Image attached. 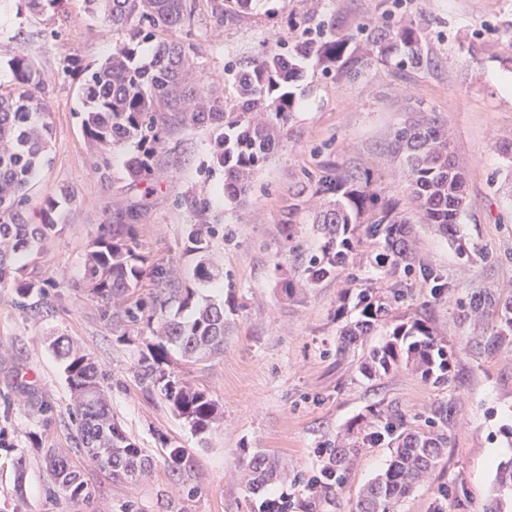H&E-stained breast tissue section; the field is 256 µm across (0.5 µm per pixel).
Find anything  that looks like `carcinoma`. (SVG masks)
<instances>
[{
	"instance_id": "1",
	"label": "carcinoma",
	"mask_w": 512,
	"mask_h": 512,
	"mask_svg": "<svg viewBox=\"0 0 512 512\" xmlns=\"http://www.w3.org/2000/svg\"><path fill=\"white\" fill-rule=\"evenodd\" d=\"M262 0H207L208 14L222 24L253 14ZM86 14L119 30L123 38L112 54L94 67L82 69L79 88L83 112L81 125L87 143L101 160L99 170L109 171L108 152L120 145L133 150L125 161L127 177L146 183L158 170L167 136L178 128H202L210 133L211 161L224 172V196L236 200L249 190L252 176L266 165L284 137V125L297 102L287 90L301 75V63L315 59L326 74L357 77L374 59L400 67L423 69L430 65L420 28L414 25L376 26L367 37L365 52L348 50L354 37L340 24L322 21L311 28L306 15L288 26L301 29L288 48L271 47L257 57L231 67L229 94L216 96L204 86L187 88L186 68L193 62L179 43L164 33L191 25L194 0H84ZM155 42L148 61L141 60V46ZM10 88H0V288L12 287L22 299L44 293L45 285L28 277L19 260L39 252L44 241L61 231L59 220L65 206L75 200L65 189L48 197L40 208V223L24 215L29 189L46 157L51 127L46 110L33 92L37 70L24 53L8 62ZM393 153L408 175V197L421 223L433 224L452 242L460 238L461 221L468 207L465 172L458 167L448 144V132L435 113H422L398 128ZM323 200L314 213L320 242L304 245L300 235L304 197ZM144 203L136 202L118 213L117 223L101 224L85 255L83 282L101 302L103 316L121 328V336L147 338L146 352L135 366L138 381L156 390L177 417L203 436L218 419V405L206 392L191 385L174 367L170 349L186 362L208 360L224 352V331L232 309L209 302L199 306L195 290L179 281L170 269L148 271L134 232ZM411 216L400 200L377 187L368 169L338 163L327 166L315 178L300 183L288 209L282 213L281 233L289 252L299 261L305 287L348 274L336 309L344 325L336 339V354L348 352L353 341L369 336L376 328L385 339L368 349L360 372L380 379L402 367L426 381L443 387L452 379L454 346L437 336L426 312L415 310L399 317L396 312L409 298L408 280L422 278L437 299L451 293V282L419 258L408 236ZM215 236L212 224H197L189 233L191 251L199 255L193 280L205 282L224 277L209 258ZM386 279L383 286L354 274L364 259ZM156 289L138 293L146 275ZM190 310L186 319L172 316L173 307ZM462 317L489 318L492 331L474 336L471 348L492 352L512 346V295L504 299L485 288L472 293L460 305ZM353 319L345 318L349 310ZM70 386L81 452L87 460L114 479L138 482L152 470L153 458L126 435L109 407L104 378L98 365L67 337L51 343ZM454 427V406L439 404L423 423L414 424L397 405L371 408L350 421L347 438L327 445L326 467L336 481L322 489L329 495L344 483L351 454L367 443L387 442L390 460L359 492L355 512H397L398 505L426 480L447 454ZM187 450L171 448L167 468L180 476L188 466ZM238 467L249 473L246 490L256 494L276 475L277 462L261 467L245 456ZM50 491L72 501H87L95 488L83 479L69 453H49ZM497 486L512 491V458L497 468Z\"/></svg>"
}]
</instances>
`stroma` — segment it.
I'll list each match as a JSON object with an SVG mask.
<instances>
[{
  "label": "stroma",
  "instance_id": "35a3bbf8",
  "mask_svg": "<svg viewBox=\"0 0 512 512\" xmlns=\"http://www.w3.org/2000/svg\"><path fill=\"white\" fill-rule=\"evenodd\" d=\"M288 13L316 14L353 31L379 24L414 22L424 28L432 61L421 70L372 62L355 79L326 75L312 60L291 91L297 108L287 134L250 191L230 201L224 176L214 170L210 138L199 129L179 130L164 144L160 168L149 185L133 184L124 164L127 150L109 155L110 178H101L78 116L80 70L102 62L119 39L110 26L90 20L83 0L32 15L25 0H0V84L12 75L8 60L24 53L37 66L34 89L49 108V161L30 191V211L60 190L75 200L64 228L40 255L25 258V272L47 284V307L23 309L13 289L0 288V512H250L244 486L235 478L240 456L271 457L289 469L269 490L292 495L291 512H305L304 486L326 463L320 449L358 414L384 402L419 416L441 402L455 406L451 443L441 465L420 483L397 512H485L499 505L512 512V494H495L497 465L512 457V352L476 353L467 344L473 325L460 321L457 303L475 288L512 295V179L494 149L512 140V0H288ZM295 30L269 23L258 12L233 26L211 21L198 8L189 28L170 32L194 57L185 74L190 85L215 92L228 85V65L275 45H292ZM433 112L466 172L469 209L460 245L433 225L414 227L420 257L453 284L435 300L414 281V305L425 304L439 336L458 354L451 385L436 388L400 370L370 381L355 370L361 348L336 354L337 299L346 286L337 279L310 291L285 293L281 282L297 277V264L280 233L282 211L296 184L336 162L373 168L386 192L406 199V172L391 153L394 131L414 113ZM205 198L206 217L187 205ZM146 200L137 241L147 266L191 274L198 261L187 249L199 221L218 225L211 254L223 279L196 283V300L234 295L238 310L224 338V353L184 368L186 379L218 403L223 419L205 437L176 417L166 401L135 378L141 342L119 341L96 299L77 285L84 255L105 223L126 206ZM489 252L486 261L466 260V251ZM77 342L105 373L112 413L126 435L155 459L138 483L112 479L85 465L93 499L74 502L50 494L48 450L74 446L69 416L71 391L50 342ZM188 449L190 467L173 480L165 465L166 445ZM383 444L360 449L342 490L317 501L314 512H352L359 490L384 469ZM24 482H17V475Z\"/></svg>",
  "mask_w": 512,
  "mask_h": 512
}]
</instances>
